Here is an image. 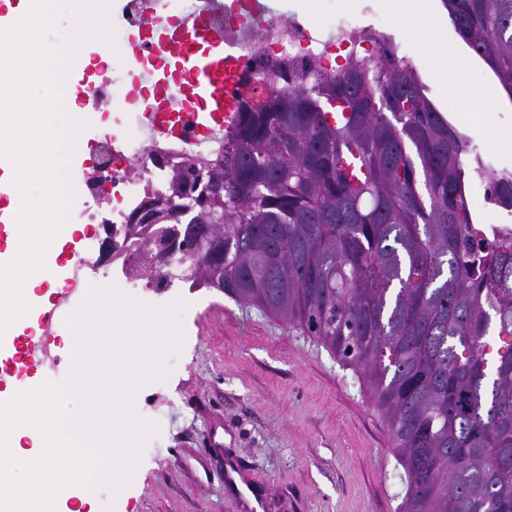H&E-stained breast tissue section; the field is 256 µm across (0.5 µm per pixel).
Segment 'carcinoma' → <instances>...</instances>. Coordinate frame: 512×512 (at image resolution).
<instances>
[{"label": "carcinoma", "mask_w": 512, "mask_h": 512, "mask_svg": "<svg viewBox=\"0 0 512 512\" xmlns=\"http://www.w3.org/2000/svg\"><path fill=\"white\" fill-rule=\"evenodd\" d=\"M512 100V0H441ZM348 61L239 108L181 235L189 276L301 326L362 370L406 474L403 512H512V214L496 169L411 60ZM190 212L189 229L163 225ZM471 204L482 215L487 224H512L511 215L501 212L487 203L483 197L482 186H477L471 194Z\"/></svg>", "instance_id": "cac0c4a2"}]
</instances>
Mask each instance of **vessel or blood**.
Instances as JSON below:
<instances>
[{"mask_svg":"<svg viewBox=\"0 0 512 512\" xmlns=\"http://www.w3.org/2000/svg\"><path fill=\"white\" fill-rule=\"evenodd\" d=\"M237 0H192L191 8L168 24L150 18L140 47L151 57L139 80L153 102L178 93L187 111L197 117H231L237 102L230 88L238 71L239 50L213 26L216 15L236 13Z\"/></svg>","mask_w":512,"mask_h":512,"instance_id":"b4317fda","label":"vessel or blood"}]
</instances>
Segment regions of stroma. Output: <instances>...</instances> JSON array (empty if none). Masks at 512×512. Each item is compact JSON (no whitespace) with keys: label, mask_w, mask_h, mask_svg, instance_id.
<instances>
[{"label":"stroma","mask_w":512,"mask_h":512,"mask_svg":"<svg viewBox=\"0 0 512 512\" xmlns=\"http://www.w3.org/2000/svg\"><path fill=\"white\" fill-rule=\"evenodd\" d=\"M335 13L381 27L472 144L497 169L512 171V147L494 145L485 132L490 119L512 129L506 93L490 115L472 101L449 106L429 52L386 0H341ZM126 294L158 307L184 301V338L165 360L167 376L134 395L136 415L158 430L144 443L134 482L117 490L98 482L107 512H252L248 497L224 480L229 465L260 496L263 512H398L404 469L361 370L217 288ZM71 355L57 333L0 346V393L65 381Z\"/></svg>","instance_id":"35a3bbf8"}]
</instances>
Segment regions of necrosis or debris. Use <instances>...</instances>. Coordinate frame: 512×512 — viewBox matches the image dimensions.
<instances>
[{
	"mask_svg": "<svg viewBox=\"0 0 512 512\" xmlns=\"http://www.w3.org/2000/svg\"><path fill=\"white\" fill-rule=\"evenodd\" d=\"M249 28L255 29V40L241 45V62L232 93L241 101L257 105L256 89L266 84L287 86V79L268 69L271 61L293 63L317 74L336 70L351 59L377 60L382 55V39L360 41V23L351 17H329L326 34L314 32L293 18L283 20L253 19ZM108 81L87 85L83 95L95 109L101 110L102 120H116L120 129L107 135L97 146L94 177L85 179L78 202V219L94 224V232L85 237L79 249L72 254V265L64 277V286L72 295H83L89 287L90 275H97L100 284H111L118 290L144 282L154 293H165L170 286L164 270H154L151 277H143L141 270L149 264L141 258L137 269L127 268L124 256H116L113 264L122 270L121 277L107 279L100 260L99 241L103 225H111L115 240H122L125 227L134 223L144 201L150 197H167L171 170L199 158L212 155L224 144L227 132L224 124L215 123L199 128L194 117L184 112L178 96H171L169 111L170 131L167 135L151 134L152 115L147 110L120 111L119 96L110 95ZM111 168L112 181L123 184L121 197L103 203L96 185V174Z\"/></svg>",
	"mask_w": 512,
	"mask_h": 512,
	"instance_id": "necrosis-or-debris-1",
	"label": "necrosis or debris"
}]
</instances>
